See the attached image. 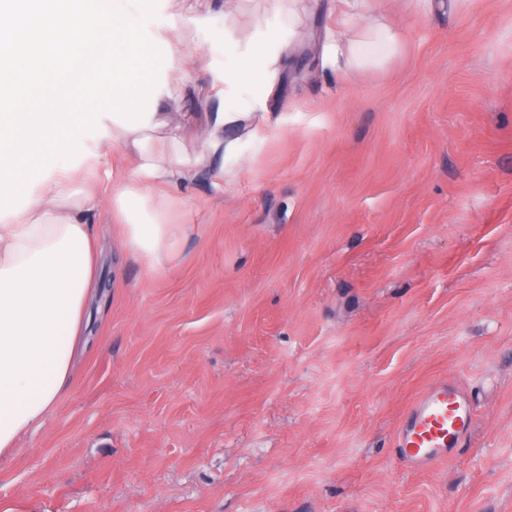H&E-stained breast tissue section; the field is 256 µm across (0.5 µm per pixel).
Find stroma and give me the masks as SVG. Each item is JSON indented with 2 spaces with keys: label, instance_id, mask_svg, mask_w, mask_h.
Listing matches in <instances>:
<instances>
[{
  "label": "stroma",
  "instance_id": "stroma-1",
  "mask_svg": "<svg viewBox=\"0 0 512 512\" xmlns=\"http://www.w3.org/2000/svg\"><path fill=\"white\" fill-rule=\"evenodd\" d=\"M330 0L297 34L243 160L210 157L208 58L169 75L151 132L195 162L162 184L185 230L147 274L112 202L68 388L10 457L15 512H512V0L419 17L376 0L399 49L325 66ZM241 48L271 0H168L187 46L218 8ZM108 188L131 144L92 130ZM472 398L469 447L417 472L396 448L436 379Z\"/></svg>",
  "mask_w": 512,
  "mask_h": 512
}]
</instances>
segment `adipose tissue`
Instances as JSON below:
<instances>
[{
    "mask_svg": "<svg viewBox=\"0 0 512 512\" xmlns=\"http://www.w3.org/2000/svg\"><path fill=\"white\" fill-rule=\"evenodd\" d=\"M228 19L226 11L215 13L213 32L199 45L201 53L220 64L210 86L219 104L205 142L213 154L238 159L239 140L225 138L224 132L264 110L274 88V65L296 34V14L274 6L258 21L246 52ZM398 48L396 33L383 26L371 36L329 44L326 56L375 64L380 55ZM121 136L138 153L136 176L116 198L121 244L138 254L152 274L173 258L179 227L171 218L174 199L153 193L150 185L167 177L191 181L195 168L170 156L165 144L152 141L142 129H125ZM100 167L95 155L68 170L54 167L50 177L34 184L28 206L0 219V458L42 424L71 380L98 264L97 238L75 212L100 205L102 196L89 192L75 201L66 186L78 175L99 180Z\"/></svg>",
    "mask_w": 512,
    "mask_h": 512,
    "instance_id": "1",
    "label": "adipose tissue"
}]
</instances>
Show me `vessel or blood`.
Instances as JSON below:
<instances>
[{"instance_id": "vessel-or-blood-1", "label": "vessel or blood", "mask_w": 512, "mask_h": 512, "mask_svg": "<svg viewBox=\"0 0 512 512\" xmlns=\"http://www.w3.org/2000/svg\"><path fill=\"white\" fill-rule=\"evenodd\" d=\"M475 421L471 398L445 380L427 384L408 406L397 448L412 469L427 470L463 451Z\"/></svg>"}]
</instances>
